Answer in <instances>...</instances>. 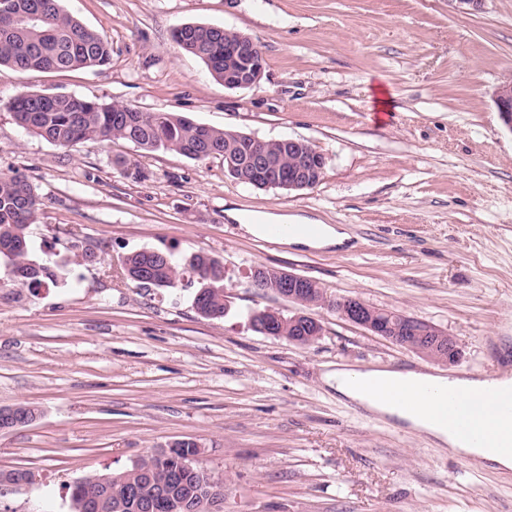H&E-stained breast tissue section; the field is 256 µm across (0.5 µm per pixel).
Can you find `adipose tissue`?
<instances>
[{
    "instance_id": "obj_1",
    "label": "adipose tissue",
    "mask_w": 512,
    "mask_h": 512,
    "mask_svg": "<svg viewBox=\"0 0 512 512\" xmlns=\"http://www.w3.org/2000/svg\"><path fill=\"white\" fill-rule=\"evenodd\" d=\"M323 380L347 400L392 422L431 436L437 443L446 445L453 454L476 457L496 469L512 471V450L469 447L447 428L436 424L430 416L426 398L428 389L437 387L478 395L487 390V382L451 379L403 368L360 370L350 367L326 372Z\"/></svg>"
}]
</instances>
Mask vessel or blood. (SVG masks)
<instances>
[{"label":"vessel or blood","mask_w":512,"mask_h":512,"mask_svg":"<svg viewBox=\"0 0 512 512\" xmlns=\"http://www.w3.org/2000/svg\"><path fill=\"white\" fill-rule=\"evenodd\" d=\"M318 225L270 224L266 227V237L277 240L286 235L316 234ZM433 415L437 421L447 426L450 433L473 445H481L485 437V417L493 421L512 418V396L502 397L496 391H488L484 399L478 400L467 393L436 389L432 392Z\"/></svg>","instance_id":"obj_1"}]
</instances>
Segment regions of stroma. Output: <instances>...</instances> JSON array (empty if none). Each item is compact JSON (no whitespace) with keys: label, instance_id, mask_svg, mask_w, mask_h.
<instances>
[{"label":"stroma","instance_id":"stroma-1","mask_svg":"<svg viewBox=\"0 0 512 512\" xmlns=\"http://www.w3.org/2000/svg\"><path fill=\"white\" fill-rule=\"evenodd\" d=\"M106 36L102 67L0 75V174L36 188L34 258L55 282L14 283L0 262V407L36 417L0 430V512H73L79 480L119 473L190 441L224 484L223 512H512V473L467 466L352 403L320 379L338 366L454 378L512 373V132L495 104L512 78V0H61ZM235 28L263 52V77L227 89L174 30ZM390 109H377V89ZM24 93L176 112L260 139L311 141L327 158L312 189H257L222 157L192 160L115 140L58 147L19 127ZM342 225L347 245L312 249L247 234L225 211ZM96 255L76 262L73 240ZM224 263L229 311L197 313L196 283L140 288L131 252ZM265 265L317 280L323 332L299 346L252 330ZM356 297L451 336L449 366L355 326L329 307Z\"/></svg>","mask_w":512,"mask_h":512}]
</instances>
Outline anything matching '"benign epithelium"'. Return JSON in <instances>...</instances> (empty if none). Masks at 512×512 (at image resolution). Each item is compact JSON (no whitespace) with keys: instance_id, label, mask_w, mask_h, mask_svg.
<instances>
[{"instance_id":"obj_1","label":"benign epithelium","mask_w":512,"mask_h":512,"mask_svg":"<svg viewBox=\"0 0 512 512\" xmlns=\"http://www.w3.org/2000/svg\"><path fill=\"white\" fill-rule=\"evenodd\" d=\"M263 71V58L257 41L241 31L236 32V38L224 44V87L248 89L259 83ZM496 106L501 120L512 131V80L498 87ZM238 139L250 143L251 148L242 157L229 161V173L233 177L241 175L243 182L255 188L288 191L311 189L319 183L324 173L326 157L308 141L289 138L279 140L282 149L293 157L291 169L282 170L271 163L264 141L244 133L238 134ZM267 280L274 281L276 294L302 305V309L285 318L280 310L266 307L254 312L257 319L250 322V326H255L265 335L271 336L286 320L291 327L321 335L323 326L314 308L322 306L324 301L309 299L311 289L319 287V284L310 277L274 267L253 270L252 286L255 287ZM339 316L394 343L398 342L402 334L405 319L402 313L376 308L354 297L340 300ZM424 334L431 340L427 349L429 358L450 365L459 360L460 351L456 342L450 341L448 345H442L443 333L440 330L429 329L424 331ZM222 501L224 496L216 489L199 503L189 505V508L191 512H217L214 506Z\"/></svg>"}]
</instances>
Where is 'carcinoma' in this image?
<instances>
[{"label": "carcinoma", "instance_id": "1", "mask_svg": "<svg viewBox=\"0 0 512 512\" xmlns=\"http://www.w3.org/2000/svg\"><path fill=\"white\" fill-rule=\"evenodd\" d=\"M14 12L37 13L36 24L5 23L0 18V72L18 70L74 71L102 66L110 60V46L101 33L65 12L60 0H12ZM235 29L216 30L195 26L173 32L183 50L202 60L216 80L224 79V42ZM16 123L62 148L86 140H125L146 152L175 151L190 159L211 155L228 158L242 154L241 142L229 130L193 123L175 112L123 110L119 103L101 104L72 95L48 98L38 93L15 97L9 105ZM39 206L36 188L26 180L0 174V260L11 267L22 284L44 286L53 281L51 259L41 262L30 256L28 229L36 223ZM127 277L142 288H173L184 274L196 280L197 312L208 319L224 318V264L198 252L183 268L166 254L134 252L124 262ZM198 454L192 442H177L168 453L147 456L116 474L88 477L74 484V512H115L114 505L131 486L145 497L163 490L159 512H172L170 501L203 496L213 488V478L197 464L183 463Z\"/></svg>", "mask_w": 512, "mask_h": 512}]
</instances>
